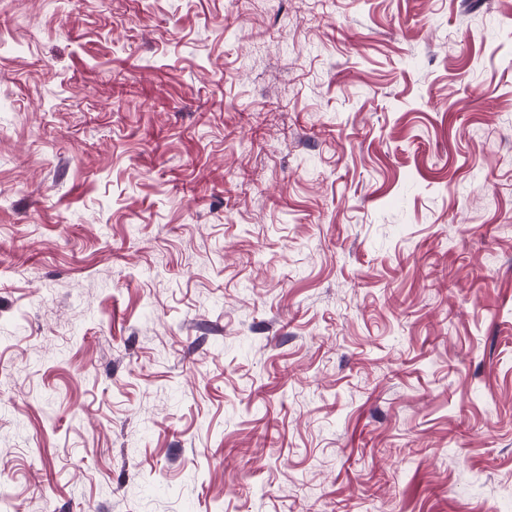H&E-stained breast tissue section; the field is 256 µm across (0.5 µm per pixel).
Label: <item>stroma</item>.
<instances>
[{"label": "stroma", "instance_id": "obj_1", "mask_svg": "<svg viewBox=\"0 0 512 512\" xmlns=\"http://www.w3.org/2000/svg\"><path fill=\"white\" fill-rule=\"evenodd\" d=\"M0 512H512V0H0Z\"/></svg>", "mask_w": 512, "mask_h": 512}]
</instances>
